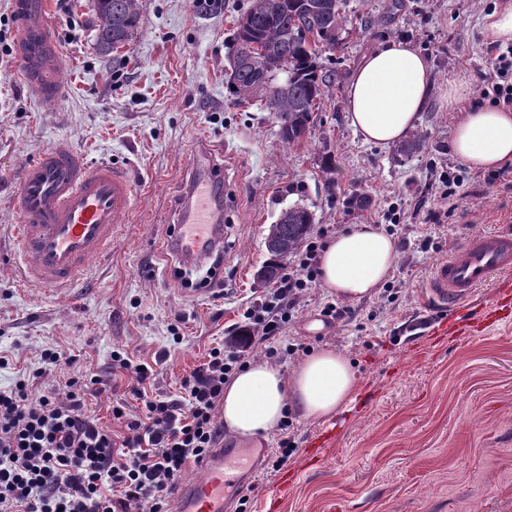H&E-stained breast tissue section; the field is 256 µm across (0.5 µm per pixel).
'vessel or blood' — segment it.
<instances>
[{
  "mask_svg": "<svg viewBox=\"0 0 512 512\" xmlns=\"http://www.w3.org/2000/svg\"><path fill=\"white\" fill-rule=\"evenodd\" d=\"M12 12L14 54L24 79L39 100L58 99L63 65L44 0H13ZM133 201V185L119 168L87 167L66 146H54L27 163L17 194L23 280L53 291L70 288L92 259L111 248L130 220ZM223 202L222 167L205 157L186 186L181 221L167 241L181 268L213 261L222 250ZM511 268L512 235H473L436 264L425 293L433 305L461 311L496 274ZM266 454L262 443L212 449L202 476L173 489L175 512H228Z\"/></svg>",
  "mask_w": 512,
  "mask_h": 512,
  "instance_id": "b4317fda",
  "label": "vessel or blood"
}]
</instances>
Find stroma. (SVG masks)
<instances>
[{
    "label": "stroma",
    "instance_id": "stroma-1",
    "mask_svg": "<svg viewBox=\"0 0 512 512\" xmlns=\"http://www.w3.org/2000/svg\"><path fill=\"white\" fill-rule=\"evenodd\" d=\"M246 2L139 0L141 26L118 66L97 48L94 0H48L63 90L41 102L19 76L10 0H0V354L8 359L0 389L26 372L33 396H63L76 372H92L105 389L89 395L87 408L121 433L111 409L130 400V379L113 353L151 365L148 394L179 395L181 380L266 294L254 274L268 258V228L298 204L329 239L355 224L379 225L396 240L397 260L373 297L349 301L319 285L296 307L272 365L287 372L306 354L334 348L352 365L355 400L330 432L325 421L288 412L286 425L266 435L269 452L232 512H512V321L476 322L498 294L492 283L472 300L475 324L464 329L423 295L435 263L468 236L512 233V164L494 180L455 157L456 115L441 100L449 78L464 74L470 104H486L480 76L495 51L485 18L499 0H350L338 47L320 59L333 88L291 145L260 101L237 103L226 82ZM388 36L428 57L436 92L411 132L422 146L404 157L399 145L365 142L346 117L347 83ZM59 142L90 164L115 161L137 202L111 253L53 293L21 280L13 204L22 167ZM203 142L229 183L223 275H190L210 280L206 296L184 291L165 255ZM443 172L460 182L451 211L437 199ZM357 195L366 207L351 205ZM432 212L440 223L431 228ZM329 303L340 317L323 315ZM54 346L76 363L41 372V353ZM283 440L289 458L278 467Z\"/></svg>",
    "mask_w": 512,
    "mask_h": 512
}]
</instances>
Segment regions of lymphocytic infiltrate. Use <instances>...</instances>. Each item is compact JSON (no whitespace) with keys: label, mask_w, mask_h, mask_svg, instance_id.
Listing matches in <instances>:
<instances>
[{"label":"lymphocytic infiltrate","mask_w":512,"mask_h":512,"mask_svg":"<svg viewBox=\"0 0 512 512\" xmlns=\"http://www.w3.org/2000/svg\"><path fill=\"white\" fill-rule=\"evenodd\" d=\"M319 235L309 237L298 263L285 266L275 286L244 313L224 348L183 378L182 396L149 397L152 368L114 354L133 374L137 407L118 405L112 419L127 433L99 426L86 410L79 378L69 379L66 400L48 393L30 399L28 378L0 390V512H169L170 496L189 463H202L224 432L215 411L224 381L243 367L255 347L281 341L306 289L315 287Z\"/></svg>","instance_id":"1"}]
</instances>
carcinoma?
Returning <instances> with one entry per match:
<instances>
[{
	"label": "carcinoma",
	"instance_id": "carcinoma-1",
	"mask_svg": "<svg viewBox=\"0 0 512 512\" xmlns=\"http://www.w3.org/2000/svg\"><path fill=\"white\" fill-rule=\"evenodd\" d=\"M348 0H249L240 19L247 27L236 29L229 56L227 84L238 102L262 99V85H280L272 109L284 144L304 138L321 99L332 87V77L323 71L319 54L339 45L347 20ZM96 40L99 50L110 55L113 46L129 43L136 34L141 13L139 0H95ZM303 27L313 36L296 32ZM259 42L268 59L253 63L240 59L244 45ZM276 224L288 253L296 252L307 239L313 215L297 204L282 210Z\"/></svg>",
	"mask_w": 512,
	"mask_h": 512
}]
</instances>
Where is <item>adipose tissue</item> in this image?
Returning a JSON list of instances; mask_svg holds the SVG:
<instances>
[{"mask_svg": "<svg viewBox=\"0 0 512 512\" xmlns=\"http://www.w3.org/2000/svg\"><path fill=\"white\" fill-rule=\"evenodd\" d=\"M432 94L427 58L410 41L387 39L362 57L347 85V120L365 142L393 144L415 128ZM451 149L475 170L512 164V107L476 105L460 113ZM396 257L392 236L377 225L356 224L327 243L320 278L338 297L358 301L383 287ZM355 391L348 358L325 347L287 375L257 361L229 378L221 418L234 434L264 436L282 423L287 409L307 419H328L353 401Z\"/></svg>", "mask_w": 512, "mask_h": 512, "instance_id": "adipose-tissue-1", "label": "adipose tissue"}]
</instances>
